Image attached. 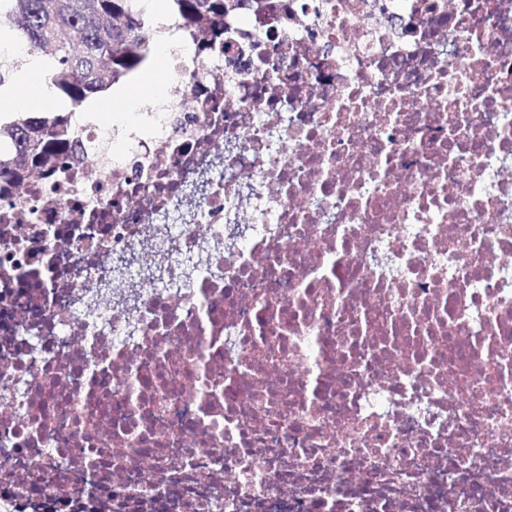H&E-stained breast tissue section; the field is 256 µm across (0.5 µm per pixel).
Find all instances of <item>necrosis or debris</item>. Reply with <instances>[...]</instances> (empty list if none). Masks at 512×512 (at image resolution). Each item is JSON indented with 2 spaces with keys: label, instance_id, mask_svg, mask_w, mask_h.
I'll return each instance as SVG.
<instances>
[{
  "label": "necrosis or debris",
  "instance_id": "necrosis-or-debris-1",
  "mask_svg": "<svg viewBox=\"0 0 512 512\" xmlns=\"http://www.w3.org/2000/svg\"><path fill=\"white\" fill-rule=\"evenodd\" d=\"M171 30L0 191V512H512V0Z\"/></svg>",
  "mask_w": 512,
  "mask_h": 512
}]
</instances>
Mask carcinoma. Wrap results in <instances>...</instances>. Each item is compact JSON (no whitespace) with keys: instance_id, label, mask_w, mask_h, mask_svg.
Listing matches in <instances>:
<instances>
[{"instance_id":"carcinoma-1","label":"carcinoma","mask_w":512,"mask_h":512,"mask_svg":"<svg viewBox=\"0 0 512 512\" xmlns=\"http://www.w3.org/2000/svg\"><path fill=\"white\" fill-rule=\"evenodd\" d=\"M170 17L195 30L215 29L236 0H165ZM53 58L47 82L73 106L140 73L153 28L140 0H0V37ZM0 181L16 184L29 170L54 163L72 139L62 115L20 112L0 123Z\"/></svg>"}]
</instances>
